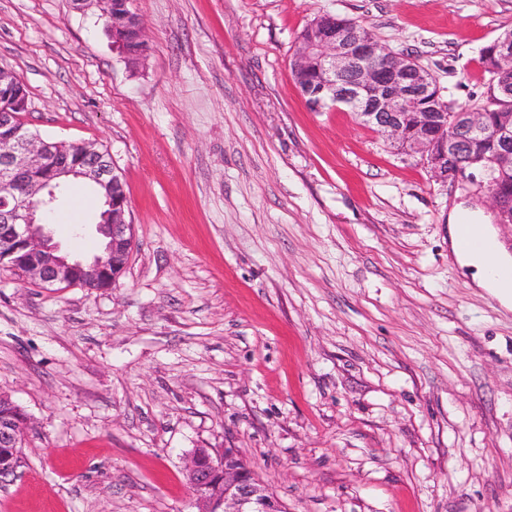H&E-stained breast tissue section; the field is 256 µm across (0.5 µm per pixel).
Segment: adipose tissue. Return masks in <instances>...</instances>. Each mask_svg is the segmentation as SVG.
<instances>
[{
  "mask_svg": "<svg viewBox=\"0 0 512 512\" xmlns=\"http://www.w3.org/2000/svg\"><path fill=\"white\" fill-rule=\"evenodd\" d=\"M464 221L470 224L477 236L490 243V250H460L458 226ZM448 246L456 263L470 273L476 287L487 291L502 306L512 308V253L501 246L493 225L488 224L478 212L454 208L448 217Z\"/></svg>",
  "mask_w": 512,
  "mask_h": 512,
  "instance_id": "obj_1",
  "label": "adipose tissue"
}]
</instances>
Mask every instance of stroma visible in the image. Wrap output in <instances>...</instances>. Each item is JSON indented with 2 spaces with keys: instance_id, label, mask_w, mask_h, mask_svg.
<instances>
[{
  "instance_id": "35a3bbf8",
  "label": "stroma",
  "mask_w": 512,
  "mask_h": 512,
  "mask_svg": "<svg viewBox=\"0 0 512 512\" xmlns=\"http://www.w3.org/2000/svg\"><path fill=\"white\" fill-rule=\"evenodd\" d=\"M131 65L83 0H0L27 127L92 141L135 243L111 287L0 270V394L29 419L0 512H194L195 448H235L287 512H512V310L449 249L476 185L432 178L292 78L330 14L485 100L512 0H135ZM63 252L102 243L63 207Z\"/></svg>"
}]
</instances>
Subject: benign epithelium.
Wrapping results in <instances>:
<instances>
[{
  "label": "benign epithelium",
  "instance_id": "benign-epithelium-1",
  "mask_svg": "<svg viewBox=\"0 0 512 512\" xmlns=\"http://www.w3.org/2000/svg\"><path fill=\"white\" fill-rule=\"evenodd\" d=\"M135 32L142 48L147 39L133 0H124L112 16V42ZM501 76L500 96L512 98V30L489 45ZM318 73L316 88L298 89L315 112L345 107L356 111L361 124L381 134L397 149L421 156L433 177L456 180L474 163L476 147H493L490 164L482 167L480 183L498 223L512 225V194L488 189L498 175L512 170V112L488 120L482 112L448 111L436 78L416 60L386 50L372 35L353 23L321 16L298 39L292 72ZM29 111L25 85L0 69V141L10 144L0 155V189L8 200L0 205V261L10 262L26 279L44 286L94 288L113 282L127 269L134 227L128 220L122 176L108 151L93 142L46 140L24 127ZM81 178L98 188L108 212L97 232L108 239L103 253L81 260L61 252L46 229L45 217L58 201L57 193L69 178ZM15 425L0 420V447L18 446ZM184 477L197 512H286L284 504L257 478L235 448L217 453L195 448L187 455Z\"/></svg>",
  "mask_w": 512,
  "mask_h": 512
}]
</instances>
